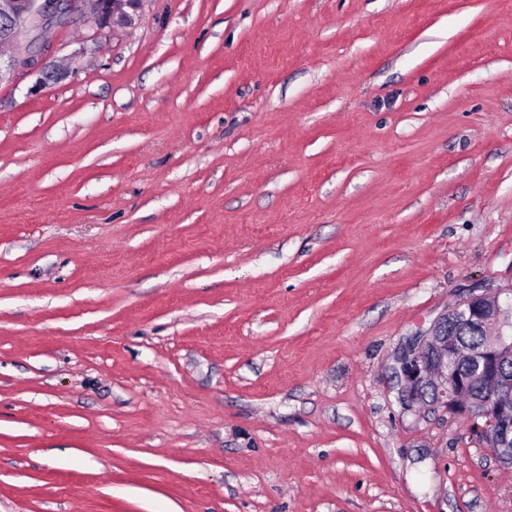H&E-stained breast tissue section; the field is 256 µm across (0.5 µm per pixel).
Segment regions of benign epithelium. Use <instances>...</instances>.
I'll list each match as a JSON object with an SVG mask.
<instances>
[{"label": "benign epithelium", "instance_id": "1", "mask_svg": "<svg viewBox=\"0 0 512 512\" xmlns=\"http://www.w3.org/2000/svg\"><path fill=\"white\" fill-rule=\"evenodd\" d=\"M139 0H95L93 10L86 11V0H0V45L10 44L23 29H37L46 25H66L74 21L91 22L97 30L115 26L127 19L124 7L134 8ZM52 53V46L39 40L31 42L22 56H11L3 62L0 56V80L18 70H38ZM512 302V290L508 297L490 298L484 294L472 295L455 306L469 320L486 327L494 311ZM444 318H439L428 333L415 338L397 357L400 371L398 400L406 408L415 405L443 407L448 411L466 416L480 415L486 420V436L512 438V408L509 399L488 400L477 413L470 410L458 398L457 389L467 385L461 375L448 374V356H456L457 346L442 331ZM482 365L480 372L485 384L495 387L500 382L498 364L512 358V325L501 324L494 342L475 354Z\"/></svg>", "mask_w": 512, "mask_h": 512}]
</instances>
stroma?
<instances>
[{
  "label": "stroma",
  "mask_w": 512,
  "mask_h": 512,
  "mask_svg": "<svg viewBox=\"0 0 512 512\" xmlns=\"http://www.w3.org/2000/svg\"><path fill=\"white\" fill-rule=\"evenodd\" d=\"M0 82V512H512L396 358L512 290V0H140Z\"/></svg>",
  "instance_id": "1"
}]
</instances>
